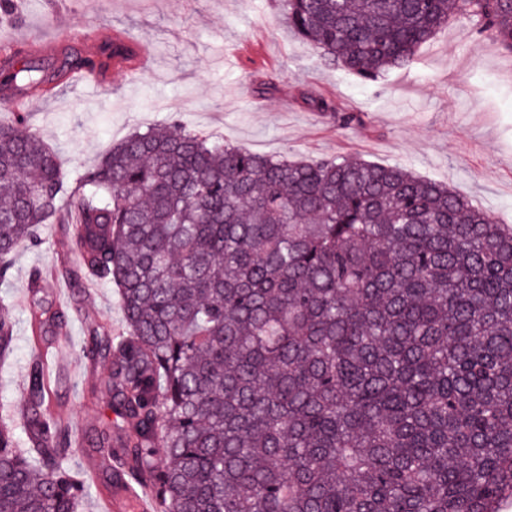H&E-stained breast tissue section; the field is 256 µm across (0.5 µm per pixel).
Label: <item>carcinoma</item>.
<instances>
[{
    "label": "carcinoma",
    "mask_w": 512,
    "mask_h": 512,
    "mask_svg": "<svg viewBox=\"0 0 512 512\" xmlns=\"http://www.w3.org/2000/svg\"><path fill=\"white\" fill-rule=\"evenodd\" d=\"M288 29L363 80L407 69L466 16L512 52V0H280ZM76 68L126 61L123 41ZM55 75L18 53L0 85ZM65 224L117 288L120 335L94 328L105 418L52 410L42 361L0 419V512H79L92 469L127 512H499L512 499V227L448 185L351 155L288 160L175 121L132 131L66 188L23 112L0 121V282L19 243ZM51 270L30 276L31 324ZM14 325L0 318V358ZM164 461H159V453Z\"/></svg>",
    "instance_id": "obj_1"
}]
</instances>
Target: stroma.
Returning a JSON list of instances; mask_svg holds the SVG:
<instances>
[{"label":"stroma","mask_w":512,"mask_h":512,"mask_svg":"<svg viewBox=\"0 0 512 512\" xmlns=\"http://www.w3.org/2000/svg\"><path fill=\"white\" fill-rule=\"evenodd\" d=\"M20 19L0 23V42L45 44L49 55L81 54L77 31L99 26L143 44L151 60L138 79L110 68L100 84L66 79L25 101L29 123L53 148L64 180L75 184L113 142L132 130L179 118L189 129L246 151L291 159L357 155L402 164L448 183L476 207L512 225V53L477 35L468 19L451 20L423 46L412 67L365 81L326 64L311 43L292 35L278 0H17ZM73 34L62 37L60 26ZM240 63L222 65L225 50ZM330 99L317 112L308 97ZM341 112L356 120L345 126ZM58 225H45L41 244H19L12 276L0 284L14 325L13 355L0 361V416H9L35 354L29 326L31 272L60 264ZM45 301L74 313L66 334L52 337V354L72 360L54 396L78 431L90 430L107 396L98 386L105 366L87 374L79 350L90 328L119 334L124 326L116 290L103 283L75 287L56 279Z\"/></svg>","instance_id":"1"}]
</instances>
